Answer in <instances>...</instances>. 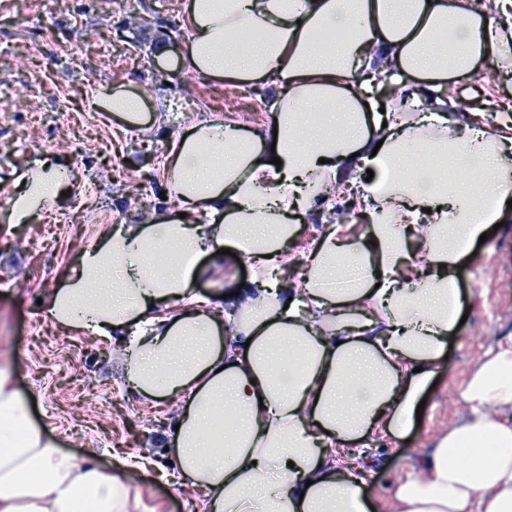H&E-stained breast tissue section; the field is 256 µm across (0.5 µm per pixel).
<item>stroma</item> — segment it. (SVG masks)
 Returning <instances> with one entry per match:
<instances>
[{"instance_id":"obj_1","label":"stroma","mask_w":512,"mask_h":512,"mask_svg":"<svg viewBox=\"0 0 512 512\" xmlns=\"http://www.w3.org/2000/svg\"><path fill=\"white\" fill-rule=\"evenodd\" d=\"M182 0H0V366L35 400L77 465L107 469L113 451L151 459L128 480V512H200L199 491L182 486L162 449L175 405L151 403L121 376L118 343L74 334L47 316L45 299L64 280L77 247L110 224L140 223L172 211L161 173L170 136L218 108L248 125L270 121L269 89L233 92L175 71L185 34ZM161 110L152 138L93 107L95 93L119 82ZM54 155L70 173L69 193L25 224L7 220L21 166ZM457 275L468 317L427 389L419 423L405 434L369 437L375 463L364 491L389 501L392 485L470 415L460 389L481 360L512 347V208Z\"/></svg>"}]
</instances>
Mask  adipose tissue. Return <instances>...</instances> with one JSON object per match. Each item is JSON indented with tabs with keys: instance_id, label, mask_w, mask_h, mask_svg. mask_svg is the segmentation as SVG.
I'll return each instance as SVG.
<instances>
[{
	"instance_id": "1",
	"label": "adipose tissue",
	"mask_w": 512,
	"mask_h": 512,
	"mask_svg": "<svg viewBox=\"0 0 512 512\" xmlns=\"http://www.w3.org/2000/svg\"><path fill=\"white\" fill-rule=\"evenodd\" d=\"M182 24L180 68L271 86L274 120L215 111L172 137L162 171L176 213L79 247L47 315L118 338L132 388L179 403L170 441L202 512H380L346 447L411 426L456 327V274L512 198V117L463 121L445 96L478 63L512 67V0H185ZM340 28L351 39L322 51ZM387 84L396 95L379 101ZM415 101L423 110L403 119ZM93 105L145 135L164 123L122 85ZM63 172L51 157L28 165L11 222L54 203ZM339 181L366 216L362 238L334 218L326 187ZM307 216L324 230L301 249ZM227 248L250 279L201 295ZM461 398L473 418L394 485V512H512V425L495 416L512 408V349L488 356ZM127 506L121 475L77 466L0 369V512Z\"/></svg>"
}]
</instances>
